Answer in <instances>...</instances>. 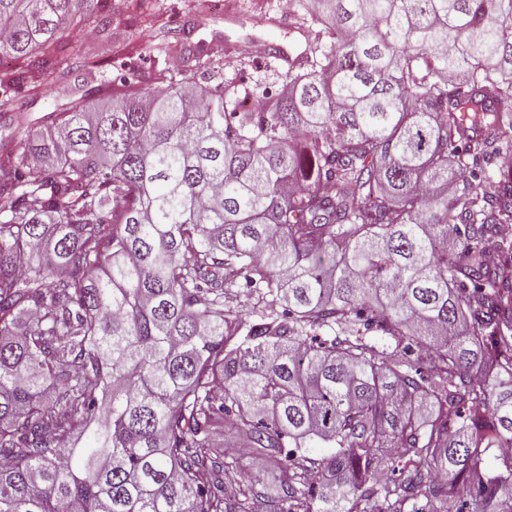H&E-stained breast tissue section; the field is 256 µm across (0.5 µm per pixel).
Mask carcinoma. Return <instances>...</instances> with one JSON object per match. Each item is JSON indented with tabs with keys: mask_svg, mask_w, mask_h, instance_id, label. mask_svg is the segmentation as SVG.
<instances>
[{
	"mask_svg": "<svg viewBox=\"0 0 512 512\" xmlns=\"http://www.w3.org/2000/svg\"><path fill=\"white\" fill-rule=\"evenodd\" d=\"M93 1L0 0L3 114ZM313 2L253 112L216 47L0 139V512H512V0Z\"/></svg>",
	"mask_w": 512,
	"mask_h": 512,
	"instance_id": "1",
	"label": "carcinoma"
}]
</instances>
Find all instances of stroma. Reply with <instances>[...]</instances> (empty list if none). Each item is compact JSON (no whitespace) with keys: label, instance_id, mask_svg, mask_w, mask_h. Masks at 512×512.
<instances>
[{"label":"stroma","instance_id":"35a3bbf8","mask_svg":"<svg viewBox=\"0 0 512 512\" xmlns=\"http://www.w3.org/2000/svg\"><path fill=\"white\" fill-rule=\"evenodd\" d=\"M106 31L83 22L69 30L73 49L86 66L68 84L44 79L37 89H22L15 100L21 125L13 129L17 147L41 131L45 115L101 104V80L135 72L176 70L185 50L220 44V74L228 90H249L254 96L277 94L286 84L284 62L251 52L253 44H272L287 52L304 42L300 27L307 17L306 0H110Z\"/></svg>","mask_w":512,"mask_h":512}]
</instances>
